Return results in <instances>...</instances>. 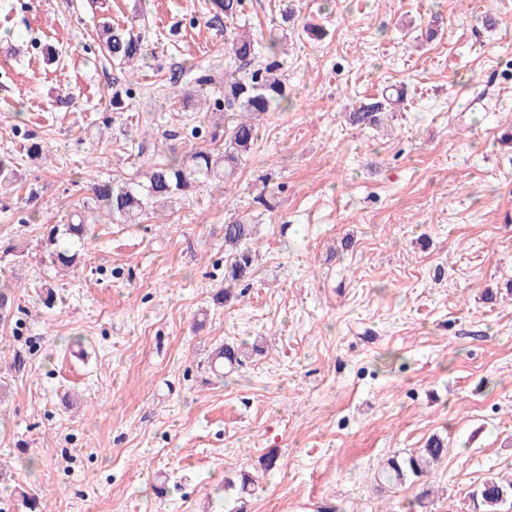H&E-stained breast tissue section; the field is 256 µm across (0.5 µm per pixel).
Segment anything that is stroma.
<instances>
[{
    "mask_svg": "<svg viewBox=\"0 0 512 512\" xmlns=\"http://www.w3.org/2000/svg\"><path fill=\"white\" fill-rule=\"evenodd\" d=\"M292 3L293 26L282 0L232 19L210 0H0V157L23 174L0 244L25 254L0 262V512H467L512 469V0ZM102 19L141 36L135 78L98 51ZM230 29L286 36L290 89L237 176L153 232L95 225L56 274L43 232L92 183L209 147L223 113L169 78L206 71L218 97ZM385 91L401 100L381 125L351 126ZM230 213L255 224L258 261L219 304ZM227 342L258 350L212 371ZM434 435L448 455L429 482L380 484ZM242 471L247 493L225 487Z\"/></svg>",
    "mask_w": 512,
    "mask_h": 512,
    "instance_id": "1",
    "label": "stroma"
}]
</instances>
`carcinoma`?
<instances>
[{
	"label": "carcinoma",
	"instance_id": "cac0c4a2",
	"mask_svg": "<svg viewBox=\"0 0 512 512\" xmlns=\"http://www.w3.org/2000/svg\"><path fill=\"white\" fill-rule=\"evenodd\" d=\"M96 38L101 52L123 68L135 69L134 62L145 55L140 37L130 29H114L104 23L98 27ZM229 49L236 60L245 64L261 55L259 43L244 32L231 36ZM211 84V75L203 73L195 79L194 91L182 93V98L197 96L207 102L206 91ZM288 99V85L274 60L249 72H224V111L232 113L233 118L232 124L224 126V131L210 133V140L220 141L219 146L191 149L182 154L172 151L164 161L148 165L119 184L109 181L92 186V205L86 213L78 214V222L54 225L43 235L50 263L65 271L81 264L79 250L57 248L61 234L76 246L87 239L93 224L106 219L137 224L140 218L156 212L160 206L212 183L231 179L239 162L253 149L257 139L255 120L280 108ZM387 104L388 99L382 98L360 105L349 113L351 125L371 127L380 124ZM19 179L21 174L13 161L0 157V188L10 187ZM253 234L254 225L240 218L232 216L224 224V246L229 251L225 281L235 284L249 277L257 257L256 251L247 246ZM218 353L222 360L233 365L243 363L250 350L226 343ZM447 451V441L432 436L417 451L390 457L381 470V478L400 484L411 478L426 477ZM470 501L472 512H512V475L488 477L471 493Z\"/></svg>",
	"mask_w": 512,
	"mask_h": 512
}]
</instances>
